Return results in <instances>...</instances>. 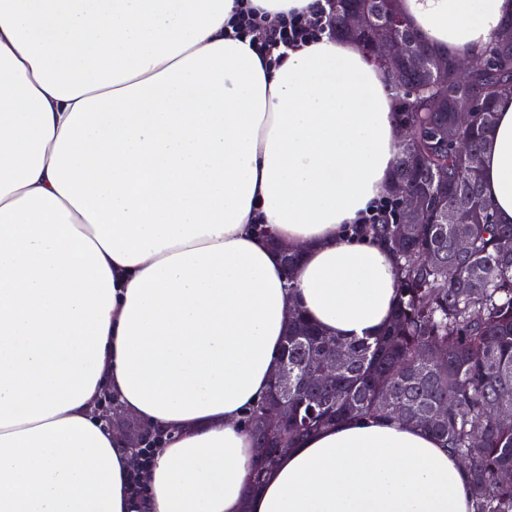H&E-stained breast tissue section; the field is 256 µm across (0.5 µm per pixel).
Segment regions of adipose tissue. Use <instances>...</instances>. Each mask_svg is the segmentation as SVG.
Instances as JSON below:
<instances>
[{
  "label": "adipose tissue",
  "instance_id": "1",
  "mask_svg": "<svg viewBox=\"0 0 512 512\" xmlns=\"http://www.w3.org/2000/svg\"><path fill=\"white\" fill-rule=\"evenodd\" d=\"M313 3L0 0V512H471L458 459L395 418L326 427L245 493L289 304L361 338L397 300L386 243L351 232L404 139L386 71L334 35L269 67L226 34L240 7L271 24ZM402 9L474 58L512 18ZM481 175L511 224L512 95ZM107 395L161 432L148 466Z\"/></svg>",
  "mask_w": 512,
  "mask_h": 512
}]
</instances>
